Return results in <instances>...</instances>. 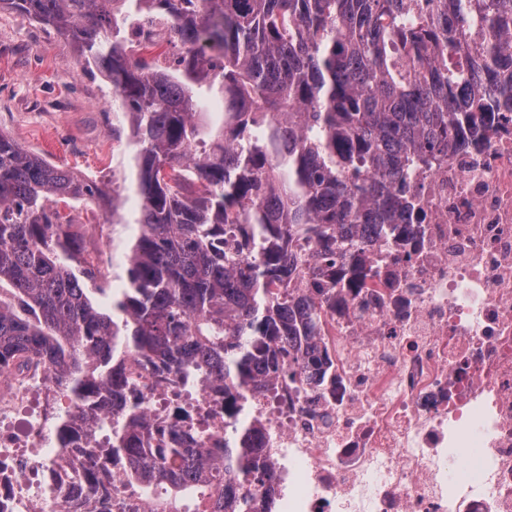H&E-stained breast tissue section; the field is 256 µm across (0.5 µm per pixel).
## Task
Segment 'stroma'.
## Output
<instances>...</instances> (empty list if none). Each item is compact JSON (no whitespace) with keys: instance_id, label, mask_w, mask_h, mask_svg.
I'll return each mask as SVG.
<instances>
[{"instance_id":"stroma-1","label":"stroma","mask_w":512,"mask_h":512,"mask_svg":"<svg viewBox=\"0 0 512 512\" xmlns=\"http://www.w3.org/2000/svg\"><path fill=\"white\" fill-rule=\"evenodd\" d=\"M115 91L105 74L76 54L55 29L0 9V132L48 162L104 185L132 177L125 141L112 138ZM80 219L86 243L104 239L112 257L101 274H118L115 259L132 228L112 221L110 207L64 204Z\"/></svg>"}]
</instances>
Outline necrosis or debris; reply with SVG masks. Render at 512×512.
<instances>
[{
    "label": "necrosis or debris",
    "mask_w": 512,
    "mask_h": 512,
    "mask_svg": "<svg viewBox=\"0 0 512 512\" xmlns=\"http://www.w3.org/2000/svg\"><path fill=\"white\" fill-rule=\"evenodd\" d=\"M394 193L409 207L363 225L319 286V247L290 243L278 289L314 298L329 370L248 400L270 512H512V108L472 113ZM128 371L154 422L223 445L222 394L135 358ZM52 390L40 367L0 375V512H40L50 486L64 512L77 493L74 473L44 467L52 415L37 401Z\"/></svg>",
    "instance_id": "necrosis-or-debris-1"
}]
</instances>
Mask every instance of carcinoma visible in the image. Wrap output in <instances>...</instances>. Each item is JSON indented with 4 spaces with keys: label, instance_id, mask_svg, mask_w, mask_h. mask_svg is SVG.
I'll return each instance as SVG.
<instances>
[{
    "label": "carcinoma",
    "instance_id": "1",
    "mask_svg": "<svg viewBox=\"0 0 512 512\" xmlns=\"http://www.w3.org/2000/svg\"><path fill=\"white\" fill-rule=\"evenodd\" d=\"M68 37L111 81L112 131L128 126L133 188L49 164L0 133V371L38 360L71 403L48 468L77 466L102 495L111 465L166 497L151 512H258L265 485L243 403L295 364L323 376L313 303L286 300L293 236L336 263V232L390 223V179L448 146L467 113L502 104L512 0H0ZM151 17L179 68L126 42ZM134 218L119 211L128 194ZM98 200L135 226L121 287L103 277L54 204ZM232 232L249 254L224 252ZM138 357L224 394V446L158 427L131 398ZM106 444L67 454L98 425ZM160 434L158 447L143 443Z\"/></svg>",
    "mask_w": 512,
    "mask_h": 512
}]
</instances>
